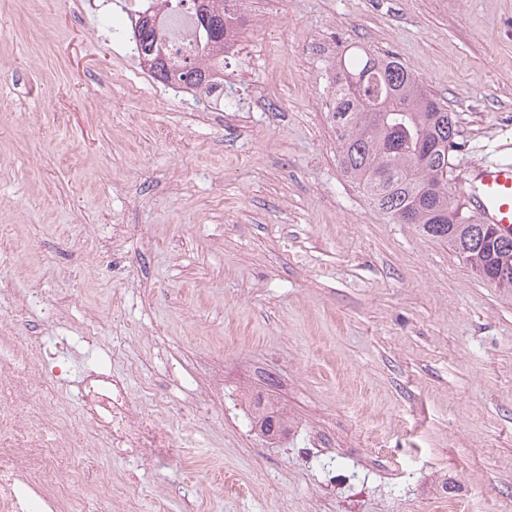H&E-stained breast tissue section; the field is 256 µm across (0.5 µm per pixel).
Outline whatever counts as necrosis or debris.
Returning <instances> with one entry per match:
<instances>
[{"instance_id": "obj_1", "label": "necrosis or debris", "mask_w": 512, "mask_h": 512, "mask_svg": "<svg viewBox=\"0 0 512 512\" xmlns=\"http://www.w3.org/2000/svg\"><path fill=\"white\" fill-rule=\"evenodd\" d=\"M102 330L101 317L89 310L76 343L49 349L38 337H19L12 311L0 309V512H133L135 480L101 491L73 470L79 447L136 459L177 457L192 447L191 434L161 429L157 411L128 397L124 378L96 367L81 381L75 416L84 444L64 438L47 448L36 440L38 429L61 415L57 387L71 353L79 345L94 348Z\"/></svg>"}]
</instances>
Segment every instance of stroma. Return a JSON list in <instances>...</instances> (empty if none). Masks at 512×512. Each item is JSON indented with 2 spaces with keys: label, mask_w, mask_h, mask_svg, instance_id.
<instances>
[{
  "label": "stroma",
  "mask_w": 512,
  "mask_h": 512,
  "mask_svg": "<svg viewBox=\"0 0 512 512\" xmlns=\"http://www.w3.org/2000/svg\"><path fill=\"white\" fill-rule=\"evenodd\" d=\"M226 111L131 56L112 0H0V289L72 335L82 293L132 397L186 422L140 512H512V288L393 223L338 161L329 77L397 53L456 121L452 189L512 162V0H246ZM113 224L112 258L83 247ZM209 404L202 414L198 405ZM279 410L286 434L264 437Z\"/></svg>",
  "instance_id": "35a3bbf8"
}]
</instances>
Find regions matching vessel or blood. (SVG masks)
Listing matches in <instances>:
<instances>
[{
	"label": "vessel or blood",
	"mask_w": 512,
	"mask_h": 512,
	"mask_svg": "<svg viewBox=\"0 0 512 512\" xmlns=\"http://www.w3.org/2000/svg\"><path fill=\"white\" fill-rule=\"evenodd\" d=\"M477 219L512 231V162L484 161L463 183Z\"/></svg>",
	"instance_id": "obj_1"
}]
</instances>
